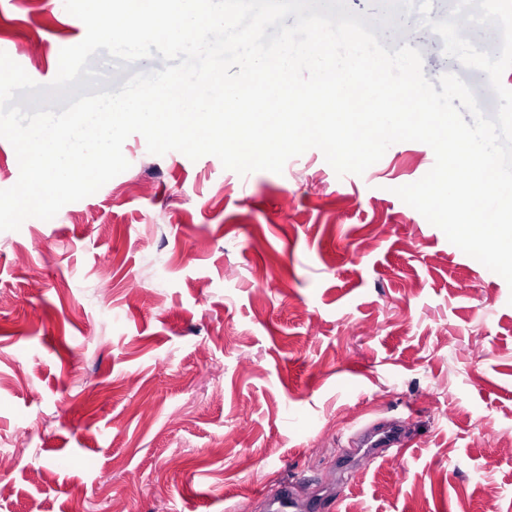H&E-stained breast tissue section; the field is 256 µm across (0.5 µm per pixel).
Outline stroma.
Wrapping results in <instances>:
<instances>
[{
    "instance_id": "35a3bbf8",
    "label": "stroma",
    "mask_w": 512,
    "mask_h": 512,
    "mask_svg": "<svg viewBox=\"0 0 512 512\" xmlns=\"http://www.w3.org/2000/svg\"><path fill=\"white\" fill-rule=\"evenodd\" d=\"M380 31L453 73L486 114L485 73L448 57L418 12ZM83 24L64 0H0V51L50 83ZM101 89L163 69L90 59ZM391 145L363 175L320 150L282 174L150 154L51 220L0 232V512H267L288 484L319 512H512V287L396 187L433 166ZM478 342V353L468 350ZM401 417L390 457L333 476L363 424Z\"/></svg>"
}]
</instances>
